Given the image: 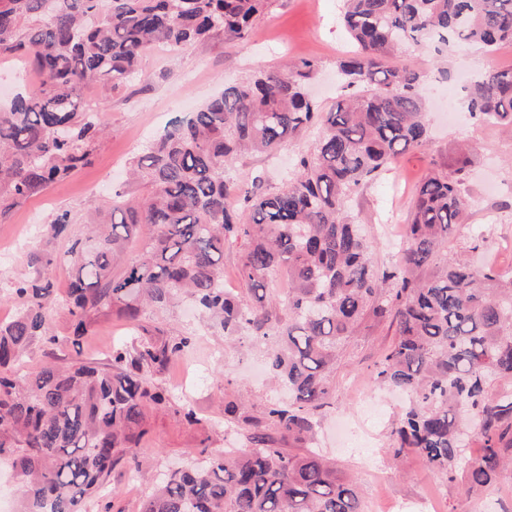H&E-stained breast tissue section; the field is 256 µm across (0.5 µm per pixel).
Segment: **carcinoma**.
<instances>
[{"label": "carcinoma", "instance_id": "1", "mask_svg": "<svg viewBox=\"0 0 512 512\" xmlns=\"http://www.w3.org/2000/svg\"><path fill=\"white\" fill-rule=\"evenodd\" d=\"M269 2L0 0V55L25 58L41 77L0 107V223L88 162L104 132L90 89L125 87L152 48L183 50L217 33L244 41ZM342 21L356 50L338 64L346 93L328 111L306 92L309 60L224 86L135 157L140 195L114 190L107 212L73 232L76 275L65 299L46 274L12 288L20 305L0 321V463L22 479L18 512H84L117 465L139 470L148 412L171 403L153 372L190 342L167 340L143 320L182 296L225 336L264 343L288 402L269 404L261 420L226 403L224 417L244 424L245 447L170 470L139 512H361L352 480L320 453L293 455L279 440L310 438L331 396L336 349L367 315L395 326L376 366V381L409 396L391 431L395 454L415 450L448 481L461 479L468 495L512 479V392L498 390L512 383V276L448 257L467 208L465 166L423 179L393 270L374 263L347 210L367 181L426 141L422 76L388 57L432 38L489 50L511 44L512 0H343ZM467 108L511 129L512 69L480 75ZM314 125L311 152L281 188L226 178L238 158L270 154ZM74 223L63 210L47 235ZM136 237L138 254L114 271ZM237 243L250 300L224 289V248ZM278 273L288 275L281 307L266 302ZM61 304L75 358L19 373ZM114 308L140 338L112 345L104 364L83 360L94 318ZM474 438L477 456L467 452Z\"/></svg>", "mask_w": 512, "mask_h": 512}]
</instances>
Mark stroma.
I'll list each match as a JSON object with an SVG mask.
<instances>
[{
  "label": "stroma",
  "mask_w": 512,
  "mask_h": 512,
  "mask_svg": "<svg viewBox=\"0 0 512 512\" xmlns=\"http://www.w3.org/2000/svg\"><path fill=\"white\" fill-rule=\"evenodd\" d=\"M353 48L341 22V0H270L245 42H231L218 34L179 52L147 51L141 72L130 85L95 94L107 133L96 143L91 164L47 193L28 199L8 223L0 224V251L13 253L10 261L0 262V296L7 295L16 280L40 271L56 281L59 291H66L74 274L66 257L68 239H52L41 231L28 234V225L41 228L60 209L77 217L104 209L115 188L137 192V185L125 182L124 174L133 158L171 121L195 111L227 83L299 59L315 62L310 90L320 107L330 108L340 92L337 64ZM391 62L412 65L422 74L431 122L424 147L398 157L390 171L367 182L348 202L350 212L365 223L375 264L387 268L401 264V245L383 235L391 204L408 210L420 180L437 165H456L461 157L457 148L465 141L469 147L463 157L471 177L463 192L469 208L464 224L448 240V252L468 254L477 265L512 272V129L474 122L460 105L464 92L458 83L460 74L474 75L490 63L498 69L512 68V44L490 52L474 46L442 53L409 47ZM314 139L309 132L274 153L239 158L231 174L242 186L259 177L265 188L276 189L291 176L295 157L311 150ZM154 319L170 338H194L179 359L155 375L172 392L173 403L147 418L142 469L133 472L127 465L117 466L105 490L87 502L86 512H139L163 471L200 461L204 450L241 447L240 427L224 418L227 402H245L247 415L259 419L281 396L269 381L263 347L250 344L244 336L227 341L208 326L191 301L155 314ZM50 332L56 343L36 338L23 360L26 371L70 360L71 351L63 341L68 334L65 311L57 312ZM132 339L118 313L99 316L93 334L85 339L82 357L106 362L114 343ZM395 339L389 320L368 317L338 348L330 372L336 395L316 417L313 445L335 461L339 475L357 485L363 512H418V500L424 496L435 497L437 512H512V482L468 496L459 482L432 471L416 452L394 453L390 432L406 398L379 386L374 370ZM365 394L375 401L376 409L368 425L367 446L355 448L337 435L336 424L357 418V400ZM184 405L195 410L197 423H187L178 415Z\"/></svg>",
  "instance_id": "35a3bbf8"
}]
</instances>
